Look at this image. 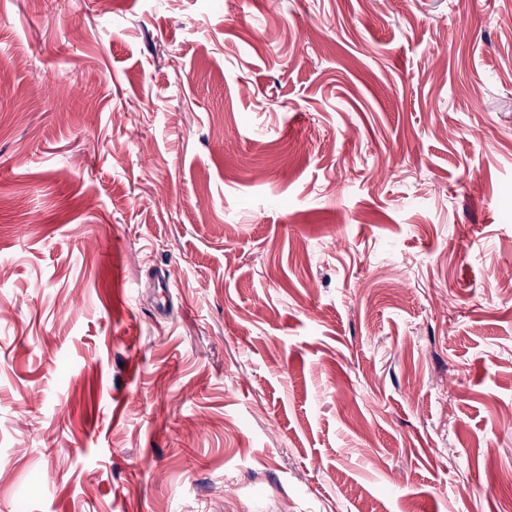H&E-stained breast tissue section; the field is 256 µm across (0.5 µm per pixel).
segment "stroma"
Returning <instances> with one entry per match:
<instances>
[{"label": "stroma", "mask_w": 512, "mask_h": 512, "mask_svg": "<svg viewBox=\"0 0 512 512\" xmlns=\"http://www.w3.org/2000/svg\"><path fill=\"white\" fill-rule=\"evenodd\" d=\"M508 496L512 0H0V512Z\"/></svg>", "instance_id": "obj_1"}]
</instances>
